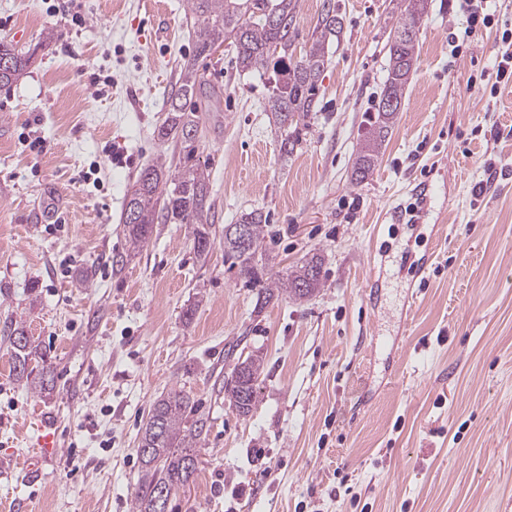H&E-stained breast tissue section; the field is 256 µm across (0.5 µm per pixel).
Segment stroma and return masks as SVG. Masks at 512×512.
<instances>
[{
  "instance_id": "1",
  "label": "stroma",
  "mask_w": 512,
  "mask_h": 512,
  "mask_svg": "<svg viewBox=\"0 0 512 512\" xmlns=\"http://www.w3.org/2000/svg\"><path fill=\"white\" fill-rule=\"evenodd\" d=\"M333 2L342 31L291 156L266 79L225 51L198 60L218 93L198 104L202 258L189 225L133 249L121 223L140 168L174 153L153 131L193 55L184 0H0V39L37 51L0 88V512H132L141 428L175 388L207 418L176 512H512V83L482 79L500 32L465 36L461 11L428 0L401 109L356 183L404 2ZM254 209L274 275L323 257L319 293L256 310L224 261L225 225ZM15 322L47 350L52 394L14 377ZM233 346L264 358L246 417L224 395ZM42 420L59 450L32 484L15 461Z\"/></svg>"
}]
</instances>
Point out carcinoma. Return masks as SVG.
Segmentation results:
<instances>
[{
	"instance_id": "obj_1",
	"label": "carcinoma",
	"mask_w": 512,
	"mask_h": 512,
	"mask_svg": "<svg viewBox=\"0 0 512 512\" xmlns=\"http://www.w3.org/2000/svg\"><path fill=\"white\" fill-rule=\"evenodd\" d=\"M185 11L193 22L196 53L179 63V76L166 101V117L154 134L160 144L169 142L179 148V166L166 169L165 161L141 169L123 206L125 235L135 248L146 245L156 224L193 226L194 250L200 256L212 248L210 224L209 174L196 162L198 146L188 133L199 125V117L190 103L198 97L213 98L196 68V59L208 57L224 43L234 52L235 67L248 73L274 74L269 88L266 111L280 131V153L293 154L300 144L299 125L317 107L318 81L328 62L327 46L340 33L341 21L336 6L325 5L311 43L304 53L294 57L295 14L298 0H185ZM426 0H406L389 44L388 76L370 121V130L356 154L352 177L361 183L378 164L386 138L396 119L397 110H389L385 100H402L417 61V37ZM10 58L0 65V86L17 81L30 66L34 53L18 49L11 41L0 39V49ZM249 226L246 242L224 233V259L238 268L245 283L257 289L258 299L275 294L302 300L324 286L321 256L314 254L286 278L266 276L267 217L259 209L244 213L237 220ZM13 349V373L39 390L50 391L44 378L48 357L37 352L24 327L9 330ZM41 368L31 367L33 360ZM262 356L250 354L237 361L225 382L229 403L242 416L249 415L258 402V381L263 373ZM200 402L183 390H172L158 399L142 429L137 454L139 477L133 495V512H155L158 491L172 493L193 482L198 470V452L207 420L199 414Z\"/></svg>"
}]
</instances>
